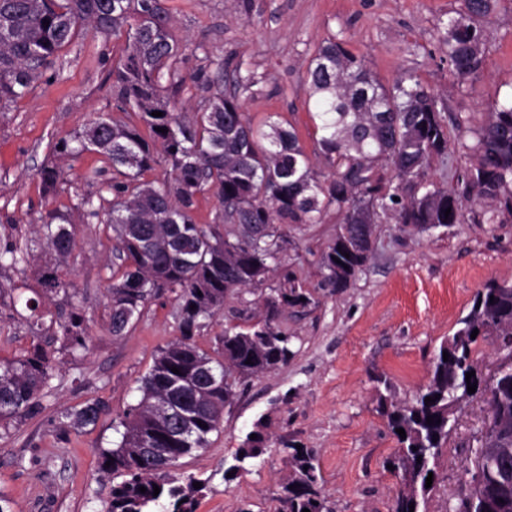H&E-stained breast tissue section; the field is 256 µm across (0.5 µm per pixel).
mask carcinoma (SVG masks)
Wrapping results in <instances>:
<instances>
[{"label":"carcinoma","mask_w":512,"mask_h":512,"mask_svg":"<svg viewBox=\"0 0 512 512\" xmlns=\"http://www.w3.org/2000/svg\"><path fill=\"white\" fill-rule=\"evenodd\" d=\"M498 0H463V7L442 23L440 41L448 65L459 80L477 78L485 64V34ZM173 21L162 0H0V109L21 98L44 67L81 34H123L125 55L112 67V95L137 121L100 115L54 151L73 161L86 153L105 156L112 166V201L97 206L80 198L73 210L83 224H109L115 233L118 271L112 276L108 332L124 336L152 297L170 292L178 302L180 336L160 348L141 379L140 398L120 421L115 447L101 454L100 468L112 474L105 512H152L164 499L168 512H196L202 490L189 476L180 481L166 470L210 444L224 424V404L232 403L237 385L271 373L293 356L291 337L279 319L289 309H306L312 293L288 272L285 256L292 241L285 224H317L330 211L339 218L336 233L319 251L320 286L333 293L350 288L370 260L368 238L377 219L392 218L407 233L422 234L466 223L465 203L489 202V220L512 217V100L496 104L482 122L460 136L468 162L455 171L450 187L426 180L434 160L447 155L449 132L440 97L415 75L402 73L385 84L363 59L329 40L307 68L324 173L300 145L294 128L281 122L255 127L243 111L241 83L224 71L200 70L193 81L216 90L190 115L177 113L174 95L183 84L178 64L183 45L172 33ZM160 111L161 117L152 116ZM162 131H156V128ZM169 169L162 181H143L157 166ZM45 194L63 180L54 164L39 172ZM214 192L220 209L213 223L198 224V196ZM450 214H445L446 209ZM41 239L54 256L39 269L46 295L61 297L56 313L26 301L28 328L36 339L20 356L0 363V421L29 416L49 392L56 357L38 339L51 331L68 353L89 350L91 319L74 302L75 292L62 279L59 262L75 246L72 213L47 212ZM25 252L11 244L0 249V265L14 268ZM279 273L276 284L271 276ZM283 293L284 305L263 306L255 316L236 310L213 357L197 337L219 308L221 297L270 289ZM478 331L471 338L472 331ZM512 348V281H490L477 291L469 313L433 358L428 383L410 402L394 399L385 376L378 411L391 432L405 430L391 461L399 478L393 512H422L433 491L428 474L438 479L443 448L455 414L483 396L492 426L474 449L472 467L451 494L453 512H512V373L496 390L481 386L483 369L476 356L478 340ZM448 359H443V353ZM202 358L215 379L178 384L172 368ZM475 376L466 379V373ZM477 390L470 394L467 383ZM170 397L201 423L180 441L160 434L149 404ZM433 402L425 403V398ZM99 401L66 410L57 428H82L97 422ZM433 418L427 423V418ZM245 436L227 472L241 471L258 457L266 441L261 426ZM288 473L280 483L278 512H333L322 491V476L311 448L285 446ZM159 494H154L153 486ZM146 492H140V487Z\"/></svg>","instance_id":"carcinoma-1"}]
</instances>
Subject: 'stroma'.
<instances>
[{"mask_svg": "<svg viewBox=\"0 0 512 512\" xmlns=\"http://www.w3.org/2000/svg\"><path fill=\"white\" fill-rule=\"evenodd\" d=\"M184 51L180 112H193L204 91L192 81L218 60L236 66L249 84L240 97L253 122L290 123L311 157L319 147L308 112L306 71L318 48L334 38L388 83L417 76L445 102L448 121L476 126L496 102L512 97V0H499L486 30L485 65L459 81L448 65L438 28L462 0H163ZM124 37L86 31L46 68L17 102L0 112V247H26V262L0 269V283L18 285L20 303L0 316V361L33 341L25 298L39 292L36 265L45 256L41 215L69 209L75 197L100 204L110 198L112 168L89 153L75 162L57 192L45 195L39 169L56 162L53 145L100 114L118 116L110 72L125 53ZM337 216L319 224H290L288 269L314 296L291 309L281 327L292 337L287 365L253 380L224 411V426L207 448L180 460L172 476L206 480L197 512H276L286 472L283 446L314 449L335 512H392L398 488L388 462L398 446L377 410L375 375H386L396 399L412 400L427 384L440 344L466 315L476 292L492 280H512V219L468 222L424 234L381 219L374 251L351 288H320L317 252L336 232ZM76 248L61 269L91 319L89 352L59 355L40 409L0 426V493L12 512H103L113 478L100 469L115 428L135 404L141 378L160 347L179 334L177 301L166 293L146 307L129 332L107 331L112 275L110 228L75 227ZM104 401L96 424L59 431L64 410ZM485 404L474 400L458 414L443 450L426 512H448L469 450L484 425ZM263 424V453L233 479L225 470L245 435Z\"/></svg>", "mask_w": 512, "mask_h": 512, "instance_id": "1", "label": "stroma"}]
</instances>
